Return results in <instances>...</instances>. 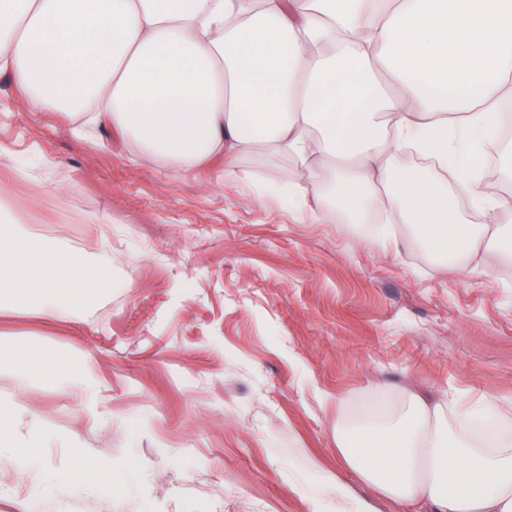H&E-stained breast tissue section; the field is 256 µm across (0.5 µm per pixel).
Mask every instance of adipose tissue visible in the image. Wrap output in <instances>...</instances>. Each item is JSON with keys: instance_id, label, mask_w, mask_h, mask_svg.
<instances>
[{"instance_id": "adipose-tissue-1", "label": "adipose tissue", "mask_w": 512, "mask_h": 512, "mask_svg": "<svg viewBox=\"0 0 512 512\" xmlns=\"http://www.w3.org/2000/svg\"><path fill=\"white\" fill-rule=\"evenodd\" d=\"M32 110L94 112L146 163L185 170L220 154L224 177L262 151L295 157L282 172L300 208L325 200L353 223L383 198L426 227L436 257L455 264L494 253L512 261L500 225L512 204L480 176L481 147L501 141L500 104L512 97V0H0V77ZM413 148L456 173V192L485 224L462 228L426 171L402 172ZM110 275L57 239L0 235V296L38 303L43 316L78 311ZM46 378L94 405L88 361L34 347L0 353V369ZM471 404L401 390L382 414L336 423L345 471L323 476L344 512H512V439L489 447L464 424ZM0 470L49 484L42 451L57 441L29 409L0 402ZM108 490L112 469L74 449L64 475Z\"/></svg>"}]
</instances>
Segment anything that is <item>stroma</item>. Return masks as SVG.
Listing matches in <instances>:
<instances>
[{
	"mask_svg": "<svg viewBox=\"0 0 512 512\" xmlns=\"http://www.w3.org/2000/svg\"><path fill=\"white\" fill-rule=\"evenodd\" d=\"M241 166L248 182L225 180L220 157L145 164L109 125L76 130L0 78V201L120 282L77 320L0 313L13 341L88 358L99 381L90 414L0 371V401L62 438L43 451L52 491L0 473V512L25 498L44 512H336L318 497L342 465L336 420L374 402L376 382L512 400V263L443 269L398 213L300 218L264 190L293 158ZM385 230L399 249H381ZM75 446L111 465V492L66 483Z\"/></svg>",
	"mask_w": 512,
	"mask_h": 512,
	"instance_id": "1",
	"label": "stroma"
}]
</instances>
